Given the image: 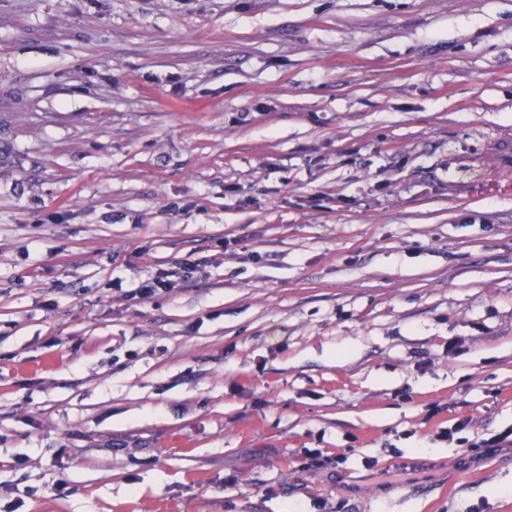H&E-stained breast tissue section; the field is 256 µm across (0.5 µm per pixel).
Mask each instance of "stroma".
I'll return each mask as SVG.
<instances>
[{"instance_id": "1", "label": "stroma", "mask_w": 512, "mask_h": 512, "mask_svg": "<svg viewBox=\"0 0 512 512\" xmlns=\"http://www.w3.org/2000/svg\"><path fill=\"white\" fill-rule=\"evenodd\" d=\"M511 429L512 0H0V512H512ZM177 274L180 273L169 271L158 272L154 277L143 281L137 288L127 291L126 297L129 298V300H134L148 297L162 291L167 292L173 288L174 280L170 277H174Z\"/></svg>"}]
</instances>
